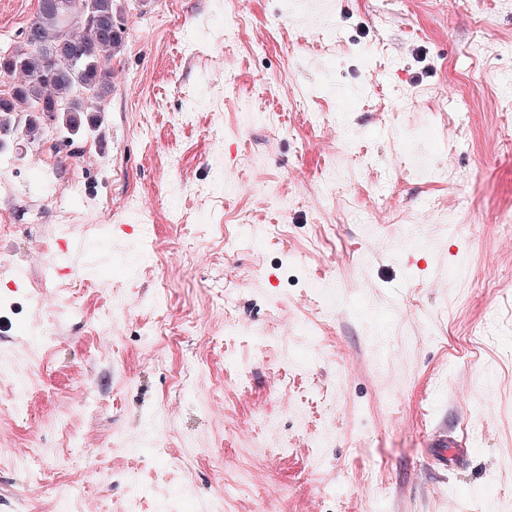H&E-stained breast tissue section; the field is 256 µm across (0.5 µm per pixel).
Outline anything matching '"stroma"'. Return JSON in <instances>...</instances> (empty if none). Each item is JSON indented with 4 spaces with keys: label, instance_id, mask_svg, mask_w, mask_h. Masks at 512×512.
Returning a JSON list of instances; mask_svg holds the SVG:
<instances>
[{
    "label": "stroma",
    "instance_id": "1",
    "mask_svg": "<svg viewBox=\"0 0 512 512\" xmlns=\"http://www.w3.org/2000/svg\"><path fill=\"white\" fill-rule=\"evenodd\" d=\"M118 4L82 157L0 154V512H512V0ZM430 445L435 448L433 461L442 469L458 467L467 461V448H462L458 439L448 435L446 430L434 429L430 434Z\"/></svg>",
    "mask_w": 512,
    "mask_h": 512
}]
</instances>
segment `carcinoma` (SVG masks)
I'll use <instances>...</instances> for the list:
<instances>
[{
  "label": "carcinoma",
  "mask_w": 512,
  "mask_h": 512,
  "mask_svg": "<svg viewBox=\"0 0 512 512\" xmlns=\"http://www.w3.org/2000/svg\"><path fill=\"white\" fill-rule=\"evenodd\" d=\"M38 7L12 51L0 54V76L11 80L0 96V128L27 113L24 136L36 140L49 124L72 147L103 122L112 94L108 64L125 46L117 0H50ZM93 15L94 21L88 20Z\"/></svg>",
  "instance_id": "1"
}]
</instances>
